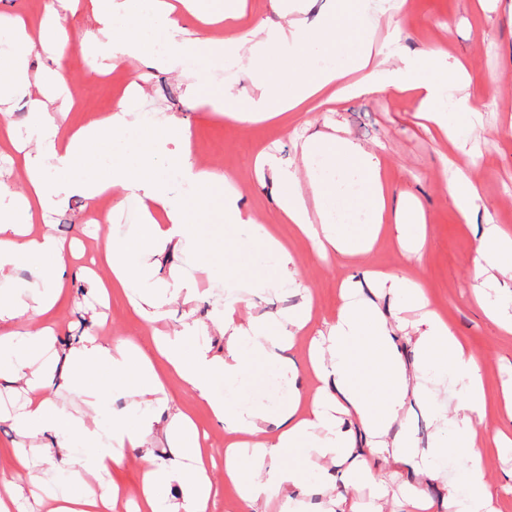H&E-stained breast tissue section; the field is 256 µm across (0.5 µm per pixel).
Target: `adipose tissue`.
Segmentation results:
<instances>
[{
  "label": "adipose tissue",
  "instance_id": "obj_1",
  "mask_svg": "<svg viewBox=\"0 0 512 512\" xmlns=\"http://www.w3.org/2000/svg\"><path fill=\"white\" fill-rule=\"evenodd\" d=\"M85 15L92 24L85 36L95 54L116 69L128 59H145L146 45L163 44L187 76L186 93L197 107L225 114L234 121H274L287 112H308L324 102L354 92L395 89L412 92L424 118L445 138L457 139L460 115L474 116L480 107L470 96L449 99L455 88L468 86L462 62L426 55L388 68L372 50V33L354 28L336 15L311 28L279 11L277 21L259 19L242 29V0H52L32 33L17 14L0 12V112L15 97L29 101L28 125L33 141L18 149L13 164L27 183L24 195L0 192V380L27 395L19 406L0 409L21 433L13 466L29 468L32 460L47 475L22 489L0 477V512H14L23 493L50 504L49 512H114L125 491L109 474L123 451H138L142 480L134 512H210L217 489L209 476L213 459L202 448L193 417L170 398L168 379H176L203 399L212 419L226 432L224 479L248 512H305L308 497H317L315 512H383L396 499L409 512H494L486 461L476 429L487 405L481 365L450 330L443 316L430 309L422 286L389 271L375 275L371 296L353 279L341 285V303L325 334L312 338L306 362L318 381L315 392L299 384L300 369L291 356L312 322V302L301 288L293 258L276 232L256 227L237 243L251 268L247 288L224 296L225 316L216 323L225 351L213 352L203 324L185 327L176 336L154 339L156 357L146 355L131 338L110 343L96 333L77 342H61L54 324L45 322L69 286V253L74 244L56 238L46 221L50 212L83 197L89 206L116 192L135 197L142 222L120 244L106 242L100 270L84 269L95 295L110 301L113 291L134 290L133 310L156 317L166 303L193 301L195 280L164 272L166 258L182 254L196 260L211 252V241L195 227L210 221L216 183H231L224 174L198 165L191 150L189 125L176 114L151 116L133 111L140 87L129 88L118 106L76 127L61 128L47 102L70 98L69 79L61 64L68 46L63 28L67 16ZM265 64L255 73L259 94L244 104L231 92L202 99L200 75L246 52ZM50 54L55 65L32 70L35 54ZM111 143L102 155L104 177L86 178L76 162L90 145ZM273 182L283 185L280 215L315 241L321 255L352 258L369 252L385 224L403 225V237L422 242L425 218L412 208L392 206L379 157L359 145L315 132L307 140L303 164L308 189L297 178L263 159ZM470 162L457 164L448 196L461 221L472 223L479 210L480 188L469 176ZM177 170L195 191L192 202L174 195L168 178ZM39 260L31 278L17 280L13 271ZM512 279V235L485 222L474 259L475 298L490 318L512 331V290L500 277ZM294 288L301 298L287 316L270 319L255 303L258 293ZM391 296L420 318L390 324L378 300ZM245 310V321L234 314ZM413 343L404 361L398 336ZM106 370L108 382L96 378ZM276 369L287 373L286 401L272 411L251 404L243 385L247 376ZM223 380V393L214 390ZM451 385L455 403H433L431 385ZM73 393L85 407L76 415L58 405L50 391ZM429 404L433 431L427 439L408 427L411 405ZM367 435L368 453H360L352 424ZM176 435L180 452L158 458L148 441L155 429ZM390 458L445 494L434 501L426 490L404 484L391 489L377 479L368 454ZM460 454L456 469L448 458ZM292 456L294 466L283 463ZM261 482H254V475ZM177 482L181 494L163 499L158 490ZM344 492H337V485ZM370 489V502L359 498Z\"/></svg>",
  "mask_w": 512,
  "mask_h": 512
}]
</instances>
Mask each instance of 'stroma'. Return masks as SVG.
I'll return each mask as SVG.
<instances>
[{"label":"stroma","mask_w":512,"mask_h":512,"mask_svg":"<svg viewBox=\"0 0 512 512\" xmlns=\"http://www.w3.org/2000/svg\"><path fill=\"white\" fill-rule=\"evenodd\" d=\"M374 27L376 46L391 45L386 59L390 68L402 58L443 50L449 59L468 63L473 81L467 89L481 107V119L462 127L457 142L438 136L432 125L420 118L413 99L392 91L357 93L309 112L295 113L287 125L266 122H234L194 107L185 97L186 77L180 67L159 60L129 61L115 71L112 82L98 84L86 77L84 63L89 52L81 40L90 26L87 18L69 19L71 37L64 64L69 83L81 108L68 112L64 121L76 124L88 112H109L115 106L117 88L134 80L144 90L135 111L178 115L191 128V144L199 162L214 161L223 170L236 174L235 187L240 205L254 223L266 224L288 242L298 276L313 298V328H321L340 304L339 290L351 273L368 269L392 270L420 280L433 309L443 315L451 331L482 363L487 407L481 429L493 433L507 428L499 404L504 381L512 379V334L504 333L472 297V268L478 237L485 220H492L512 232V0H410L409 6L390 10L383 16L373 11L363 15ZM261 58L247 54L208 72L201 95L231 88L242 101L256 94L253 74L262 67ZM495 73L498 83H482V75ZM319 130L359 144L377 155L389 182L392 201L424 212L427 240L420 255H403L395 228L369 254L344 264L337 257L321 259L310 240L294 236L290 225L281 222L279 188L254 168L257 155L274 157L278 167L304 179V142ZM475 154L472 177L481 187V213L474 223H461L448 198L447 179L462 152ZM89 210L81 197H71L51 218L52 232L59 239L81 242L85 254L103 249L105 241H120L137 224L141 204L129 198L118 208V221L89 226ZM217 241L209 259L186 263L184 257L170 259L193 277L199 295L190 304L176 300L163 308L162 319L149 323L135 314L123 295L112 298L106 311L101 336L110 342L137 337L144 350L152 348L154 330L175 332L193 321L212 324L222 318L223 305L208 293L212 284L235 291L245 282L238 270L234 237L224 234L223 220L209 225ZM92 299L79 277H72L69 291L50 316L64 342H74L91 328L89 306ZM174 401L190 411L208 438L204 446L215 460L210 478L219 493L212 512H241L235 490L224 482L223 428L210 418L202 400L178 383H170ZM486 465L493 504L497 512H512V456L499 455L494 446L486 448Z\"/></svg>","instance_id":"obj_1"}]
</instances>
